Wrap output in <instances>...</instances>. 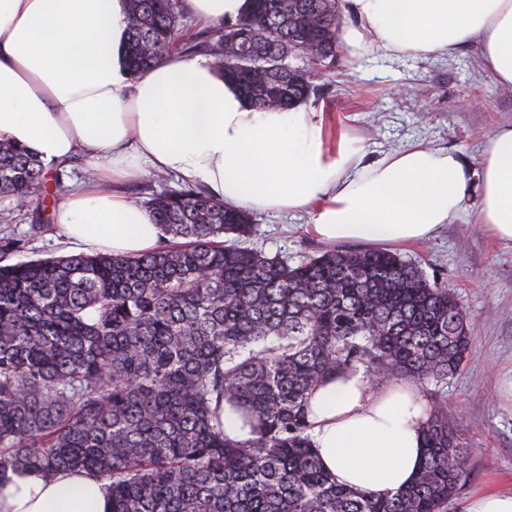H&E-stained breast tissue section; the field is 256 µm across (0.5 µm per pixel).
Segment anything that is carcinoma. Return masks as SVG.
Here are the masks:
<instances>
[{
    "mask_svg": "<svg viewBox=\"0 0 512 512\" xmlns=\"http://www.w3.org/2000/svg\"><path fill=\"white\" fill-rule=\"evenodd\" d=\"M130 76L177 40V0H128ZM338 0H252L196 44L249 106L287 109L336 63ZM313 47L309 69L292 64ZM46 166L0 140V194L27 201ZM175 239L140 255L7 264L0 238V479L86 470L112 512H446L468 470L440 405L416 481L373 497L331 481L309 435L323 378L362 370L441 383L471 351L454 294L401 256L324 247L290 264L242 245L251 217L199 188L155 197ZM234 236L230 241L222 240ZM230 407L250 437L225 434Z\"/></svg>",
    "mask_w": 512,
    "mask_h": 512,
    "instance_id": "obj_1",
    "label": "carcinoma"
}]
</instances>
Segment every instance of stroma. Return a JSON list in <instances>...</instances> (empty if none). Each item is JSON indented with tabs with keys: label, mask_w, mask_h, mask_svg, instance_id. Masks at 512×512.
<instances>
[{
	"label": "stroma",
	"mask_w": 512,
	"mask_h": 512,
	"mask_svg": "<svg viewBox=\"0 0 512 512\" xmlns=\"http://www.w3.org/2000/svg\"><path fill=\"white\" fill-rule=\"evenodd\" d=\"M314 84L311 100L322 106L331 131L355 137L370 159L421 142L475 169L491 131L512 122V89L494 82L475 44L443 59L375 52L355 66L340 54ZM88 170L87 160L77 157L68 169L48 172L25 206L0 196V236L27 241L20 259L72 254L56 231H42L38 224L53 219L70 181ZM252 219L249 247L292 263L320 248L304 229L306 212L256 213ZM399 253L429 280L451 289L467 315L472 348L463 367L445 382L420 388L430 406L445 405L448 424L465 451L469 477L448 503V512H461L473 495L512 492V409L495 398L499 384L512 375V245L476 224L468 206L435 237Z\"/></svg>",
	"instance_id": "obj_1"
}]
</instances>
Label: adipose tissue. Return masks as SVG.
I'll return each instance as SVG.
<instances>
[{
    "instance_id": "obj_1",
    "label": "adipose tissue",
    "mask_w": 512,
    "mask_h": 512,
    "mask_svg": "<svg viewBox=\"0 0 512 512\" xmlns=\"http://www.w3.org/2000/svg\"><path fill=\"white\" fill-rule=\"evenodd\" d=\"M212 24L244 17L250 0H180ZM348 64L380 50L448 58L478 44L493 80L512 87V0H342ZM126 0H0V139L54 166L85 157L94 169L58 201L56 223L83 249L152 251V211L116 191L148 171L171 174L226 205L305 211L328 244L405 245L432 238L473 199L476 223L512 243V124L488 137L479 171L411 143L364 161L332 136L314 104L249 107L212 59L173 54L130 79L122 49ZM430 411L409 378L375 385L363 372L322 380L309 434L336 483L386 496L411 485ZM0 512H112L107 481L85 471L8 474Z\"/></svg>"
}]
</instances>
